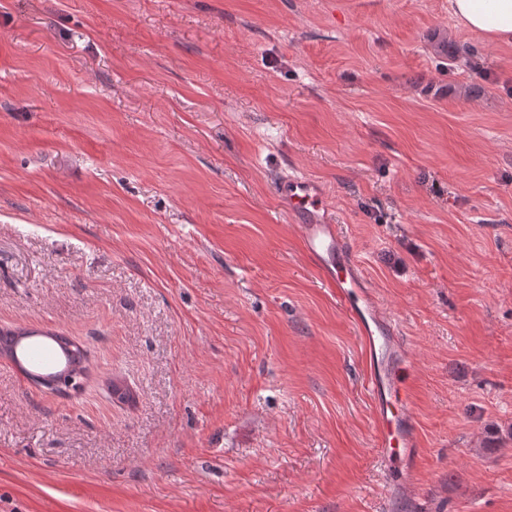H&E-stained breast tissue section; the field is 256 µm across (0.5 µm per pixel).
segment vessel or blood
Listing matches in <instances>:
<instances>
[{
	"label": "vessel or blood",
	"instance_id": "vessel-or-blood-1",
	"mask_svg": "<svg viewBox=\"0 0 512 512\" xmlns=\"http://www.w3.org/2000/svg\"><path fill=\"white\" fill-rule=\"evenodd\" d=\"M277 191L288 210L300 214L297 231L307 255L334 288L368 349V392L383 427L381 453L395 463L407 459L418 442L405 398L407 380L390 362L397 325L379 306L340 224L331 217L324 189L307 177L290 175L280 180Z\"/></svg>",
	"mask_w": 512,
	"mask_h": 512
}]
</instances>
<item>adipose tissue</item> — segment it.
<instances>
[{
	"label": "adipose tissue",
	"instance_id": "1",
	"mask_svg": "<svg viewBox=\"0 0 512 512\" xmlns=\"http://www.w3.org/2000/svg\"><path fill=\"white\" fill-rule=\"evenodd\" d=\"M462 30L494 44H512V0H449Z\"/></svg>",
	"mask_w": 512,
	"mask_h": 512
}]
</instances>
